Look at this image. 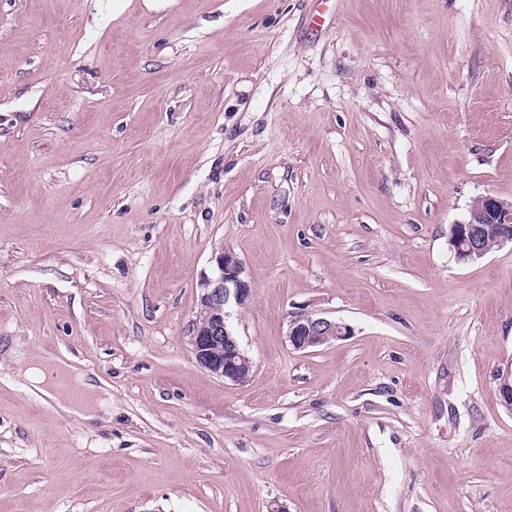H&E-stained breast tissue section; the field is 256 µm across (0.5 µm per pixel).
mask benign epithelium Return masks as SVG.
<instances>
[{
    "label": "benign epithelium",
    "instance_id": "7a95c632",
    "mask_svg": "<svg viewBox=\"0 0 512 512\" xmlns=\"http://www.w3.org/2000/svg\"><path fill=\"white\" fill-rule=\"evenodd\" d=\"M490 235L496 236L500 245L512 242V203L484 195L474 201L468 221L449 226L448 245L458 259L476 260L486 255L485 242ZM214 261L215 274L202 280L199 302L218 315L205 326L192 320L188 338L199 366L240 385L251 378L253 363L229 328V308L246 305L251 297V285L243 277L242 263L233 253L222 250ZM285 325L284 336L298 352L350 335L347 324L311 312L289 313ZM499 392L504 404L512 408V364L500 374Z\"/></svg>",
    "mask_w": 512,
    "mask_h": 512
}]
</instances>
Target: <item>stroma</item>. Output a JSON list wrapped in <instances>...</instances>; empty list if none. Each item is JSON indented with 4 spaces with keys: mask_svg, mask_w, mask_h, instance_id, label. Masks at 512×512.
Wrapping results in <instances>:
<instances>
[{
    "mask_svg": "<svg viewBox=\"0 0 512 512\" xmlns=\"http://www.w3.org/2000/svg\"><path fill=\"white\" fill-rule=\"evenodd\" d=\"M0 0V512H512V0ZM237 385L186 337L216 250ZM351 336L297 352L287 313ZM490 235L496 236L498 245L512 242V203L484 195L474 201L467 222L449 226L448 245L458 259L476 260L486 255ZM8 359L17 367L18 373L28 382L30 389L43 394L56 401L59 394L71 390L70 381L79 391L78 397H68L64 404L58 403L59 409L65 414L74 416L84 423H96L112 417L108 409L112 406L108 399L102 395L107 392L91 382L86 381L84 373L79 372L74 366L68 365L54 358L43 357L38 363L30 361L29 357L21 351L10 350ZM47 373L53 375L54 383L48 379ZM68 377H67V376ZM70 379V380H69ZM62 388H58L57 385ZM100 391L101 394L96 393ZM100 410H103L101 412Z\"/></svg>",
    "mask_w": 512,
    "mask_h": 512,
    "instance_id": "obj_1",
    "label": "stroma"
}]
</instances>
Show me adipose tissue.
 I'll return each mask as SVG.
<instances>
[{
	"mask_svg": "<svg viewBox=\"0 0 512 512\" xmlns=\"http://www.w3.org/2000/svg\"><path fill=\"white\" fill-rule=\"evenodd\" d=\"M9 360L17 367L19 374L27 381L30 389L54 399L60 393L59 388L52 382L54 374L62 373L68 376L78 390L77 396L68 397L60 409L65 414L76 417L85 423H96L106 420L110 407L108 399L98 393L97 388L87 382L84 373L74 366L54 358H41L39 362L30 361L21 351L12 350L8 353Z\"/></svg>",
	"mask_w": 512,
	"mask_h": 512,
	"instance_id": "obj_1",
	"label": "adipose tissue"
}]
</instances>
